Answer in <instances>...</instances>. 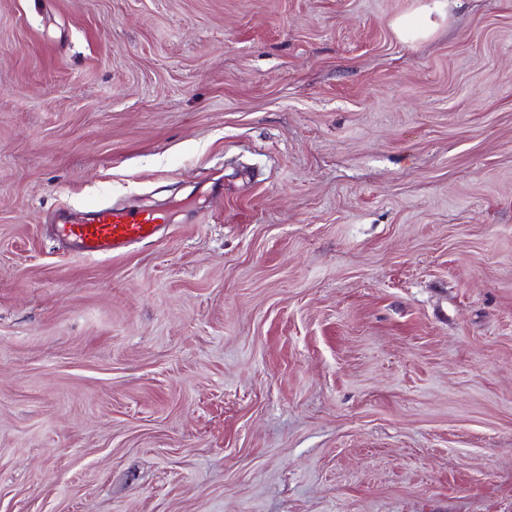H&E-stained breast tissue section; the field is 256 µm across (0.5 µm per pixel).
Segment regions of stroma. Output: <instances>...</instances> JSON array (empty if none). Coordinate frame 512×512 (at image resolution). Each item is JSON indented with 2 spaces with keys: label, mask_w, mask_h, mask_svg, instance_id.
Wrapping results in <instances>:
<instances>
[{
  "label": "stroma",
  "mask_w": 512,
  "mask_h": 512,
  "mask_svg": "<svg viewBox=\"0 0 512 512\" xmlns=\"http://www.w3.org/2000/svg\"><path fill=\"white\" fill-rule=\"evenodd\" d=\"M421 2L0 0V512H512V0ZM446 7V0H432L413 14L397 19L393 25L397 36L406 42L427 37L436 26L434 15H442ZM164 221L151 210L102 208L80 223L63 216L58 234L69 244L74 258L109 256L156 236Z\"/></svg>",
  "instance_id": "1"
}]
</instances>
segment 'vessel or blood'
<instances>
[{"mask_svg": "<svg viewBox=\"0 0 512 512\" xmlns=\"http://www.w3.org/2000/svg\"><path fill=\"white\" fill-rule=\"evenodd\" d=\"M161 222V215L151 210L102 208L80 223L62 217L58 234L68 243L72 257L109 256L156 236Z\"/></svg>", "mask_w": 512, "mask_h": 512, "instance_id": "1", "label": "vessel or blood"}]
</instances>
